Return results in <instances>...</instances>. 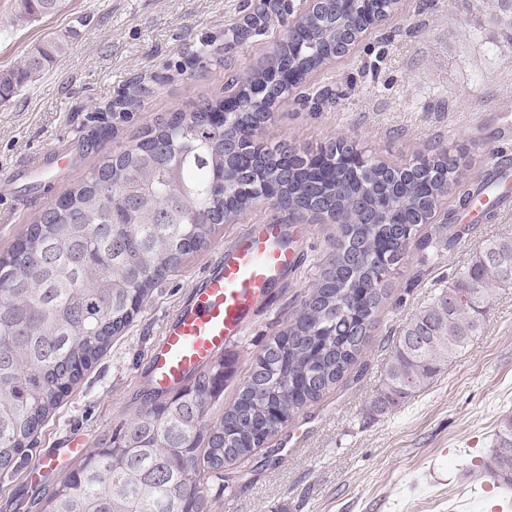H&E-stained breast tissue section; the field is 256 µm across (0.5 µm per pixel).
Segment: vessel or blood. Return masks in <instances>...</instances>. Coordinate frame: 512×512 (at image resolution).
Returning <instances> with one entry per match:
<instances>
[{
  "label": "vessel or blood",
  "instance_id": "1",
  "mask_svg": "<svg viewBox=\"0 0 512 512\" xmlns=\"http://www.w3.org/2000/svg\"><path fill=\"white\" fill-rule=\"evenodd\" d=\"M298 265L287 227L272 219L237 234L165 322L150 356L148 382L168 393L234 347L273 288Z\"/></svg>",
  "mask_w": 512,
  "mask_h": 512
}]
</instances>
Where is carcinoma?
I'll return each mask as SVG.
<instances>
[{
  "label": "carcinoma",
  "mask_w": 512,
  "mask_h": 512,
  "mask_svg": "<svg viewBox=\"0 0 512 512\" xmlns=\"http://www.w3.org/2000/svg\"><path fill=\"white\" fill-rule=\"evenodd\" d=\"M18 18L35 21L55 13L60 0H17ZM356 15L340 17L323 6L280 13L279 25L308 31L296 43L283 35L264 67L247 78L230 77L240 105L221 127L204 123L224 101H205L174 124L150 130L145 139L104 163L70 190L64 203L42 214L32 229L0 258V470H16L17 456L36 443L39 428L88 367L134 319L153 287L177 270L227 224L260 202L255 181L276 179L279 205L303 215L316 211L336 222V252L327 260L288 329L267 345L242 383L235 401L219 416L212 406L231 375L222 357L181 391L149 394L131 419L83 458L48 496L34 492L26 508L38 512H210L208 487L221 493L232 477L224 469L254 454L308 403L341 381L356 362L380 307V284L407 257L410 239L426 263L439 246L453 248L467 231L455 213L482 202L480 214L497 218L508 196L512 170L496 162L476 186L460 182L459 164L446 152L420 155L393 169L340 139L318 159L336 166L346 154L367 175L350 174L326 184L316 199L304 163L308 153L263 149L256 133L272 118L275 99L288 85L264 97L258 88L291 60L300 74L323 68L336 41L357 26ZM73 43L50 35L27 53L24 64L0 71L4 101L64 58ZM236 140L256 160L224 176V147ZM238 198L233 211L215 183ZM457 205L441 212L448 188ZM370 205L359 210L353 198ZM448 234L417 237L434 221ZM512 287V238H492L477 248L468 267L441 289L431 306L399 331L379 387L368 406L385 414L431 385L481 330L497 288ZM491 473L512 488V415L496 433Z\"/></svg>",
  "instance_id": "cac0c4a2"
}]
</instances>
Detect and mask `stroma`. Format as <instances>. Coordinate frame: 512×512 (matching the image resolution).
Segmentation results:
<instances>
[{"label": "stroma", "mask_w": 512, "mask_h": 512, "mask_svg": "<svg viewBox=\"0 0 512 512\" xmlns=\"http://www.w3.org/2000/svg\"><path fill=\"white\" fill-rule=\"evenodd\" d=\"M248 0H63L50 16L17 24L16 0H0V70L21 64L38 41L70 34L72 52L0 103V256L42 212L150 129L225 95L269 56L274 38L252 35L225 50ZM495 0H401L346 56L295 84L276 104L261 142L317 155L338 139L390 165L443 148L461 182L481 181L488 157L512 160L501 133L512 113V28ZM279 217L298 268L272 291L243 340L228 351L233 402L247 370L281 334L336 245V227L297 220L265 204L224 225L210 243L153 289L139 314L84 373L44 423L26 463L51 461L78 438L93 450L143 406L149 352L165 321L188 301L208 265L246 225ZM512 237V196L495 221L474 224L427 265L409 251L392 267L366 344L350 373L310 403L212 498L211 512H512L486 462L502 417L512 414V288L497 289L481 332L432 385L385 414L367 407L402 325L477 246ZM79 464L62 459L40 481L0 472V512H16L33 490L52 492Z\"/></svg>", "instance_id": "1"}]
</instances>
